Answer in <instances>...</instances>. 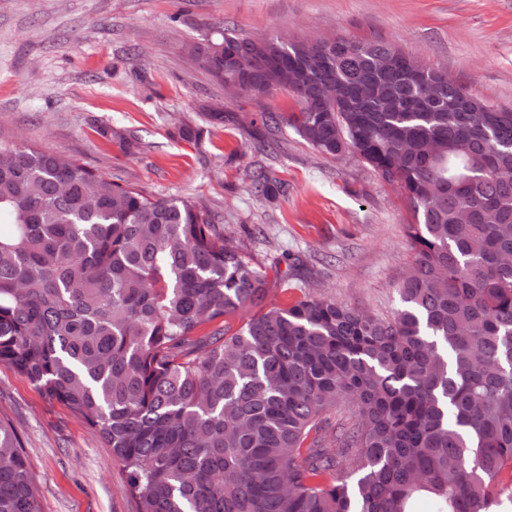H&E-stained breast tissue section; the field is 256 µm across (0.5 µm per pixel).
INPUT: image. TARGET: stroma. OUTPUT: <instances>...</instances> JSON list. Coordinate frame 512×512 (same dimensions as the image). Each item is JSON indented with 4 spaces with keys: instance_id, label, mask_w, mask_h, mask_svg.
Returning a JSON list of instances; mask_svg holds the SVG:
<instances>
[{
    "instance_id": "35a3bbf8",
    "label": "stroma",
    "mask_w": 512,
    "mask_h": 512,
    "mask_svg": "<svg viewBox=\"0 0 512 512\" xmlns=\"http://www.w3.org/2000/svg\"><path fill=\"white\" fill-rule=\"evenodd\" d=\"M221 27L381 41L512 111V0H0V138L197 200L277 268L266 306L315 294L392 317L413 259L404 196L355 154L323 155L263 124V113L288 114L287 93L227 97L188 55ZM260 166L285 192H252ZM0 420L21 442L41 512H138L111 448L3 364Z\"/></svg>"
}]
</instances>
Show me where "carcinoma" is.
<instances>
[{
	"label": "carcinoma",
	"instance_id": "cac0c4a2",
	"mask_svg": "<svg viewBox=\"0 0 512 512\" xmlns=\"http://www.w3.org/2000/svg\"><path fill=\"white\" fill-rule=\"evenodd\" d=\"M192 46L219 82L399 187L414 250L389 319L268 273L188 198L0 142V363L112 449L139 512H501L512 504V112L379 41ZM336 98L314 112L310 98ZM254 192H284L260 168ZM257 309L236 330L227 318ZM0 512H40L0 421Z\"/></svg>",
	"mask_w": 512,
	"mask_h": 512
}]
</instances>
